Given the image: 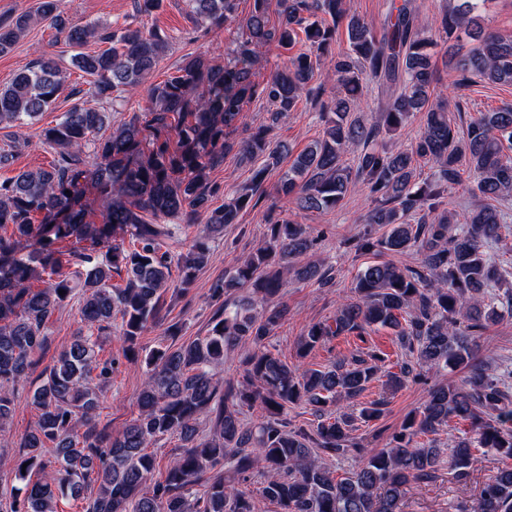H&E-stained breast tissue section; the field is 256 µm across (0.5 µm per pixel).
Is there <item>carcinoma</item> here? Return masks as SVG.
I'll return each instance as SVG.
<instances>
[{
	"instance_id": "1",
	"label": "carcinoma",
	"mask_w": 512,
	"mask_h": 512,
	"mask_svg": "<svg viewBox=\"0 0 512 512\" xmlns=\"http://www.w3.org/2000/svg\"><path fill=\"white\" fill-rule=\"evenodd\" d=\"M277 2L278 26L270 25ZM193 13L213 26L233 15L236 0H190ZM478 0H457L440 21L454 35L467 30L476 46L458 61L461 73L491 83H512V38L485 30L473 12ZM38 20H49L69 45L77 48L72 63L92 77L90 93L104 100L133 93L153 72L166 47L154 28L127 26L116 34L96 24H70L59 0H41L33 14L0 19V54L8 53ZM344 28L349 48L329 52L336 30ZM236 59L218 66L201 55H187L166 80L147 90L144 121L112 122V113L82 103L62 113L43 131V142L55 151L48 168L27 169L0 182V426L10 418V387L33 369L34 356L47 346V324L54 312L82 288L78 332L65 346L33 394L40 411L26 434L25 457L14 464L24 495L14 496L0 512H54L58 489L77 490L95 482L96 496L82 512H256L251 495L239 483L260 470L261 495L280 512H400L406 486L426 482L448 461L460 482H467L481 462L476 449L512 458V398L504 387L512 369L495 373L477 358L488 324L512 314V291L498 299L488 295L500 276L487 252L502 237L507 217L492 205L512 196V108L482 112L460 137L448 103L434 95L429 23L408 0L394 3L383 31L352 12L345 0H252ZM305 37L309 51L259 84L252 80L257 62L254 46L271 41L286 48ZM108 44L85 52L89 42ZM336 79V97L323 105V139L302 150L281 178L278 191L302 212H324L343 205L353 181L360 180L376 202L368 223L387 231L365 235V251L421 255L422 269L390 261L362 268L354 284L355 299L342 304L330 321L306 326L297 356L337 336L363 337L376 326L393 331L400 347L412 355L390 387L422 378L427 370L460 368V383L436 385L411 412L386 447L372 450L354 440L353 418L335 416L332 406L358 398L376 378L382 353L371 350L324 369H299L276 357L265 341L278 328L286 309L279 302L288 260L312 247L307 227L288 216L268 225L264 240L234 270L210 288L215 302L213 326L176 348L166 346L146 357L149 367L139 393V416L116 437H101L91 425L100 390L112 366L98 360L93 330L115 325L125 353L136 355L139 336L159 317L161 296L172 268L179 287L193 285L207 263L210 236L197 237L184 253L167 240L175 231L167 218L192 222L205 210L208 231L237 223L252 206L267 171L279 165L282 152L271 145L260 126L244 152L266 154L250 189L224 205L210 208L221 186L211 179L214 167L231 149L227 136L246 123V101L264 97L273 111L289 112L304 95L320 65ZM370 79L382 100L374 122L352 117L361 111L363 82ZM68 80L58 63L43 56L18 71L0 88V124H24L51 107ZM425 112L421 135L408 148L389 149L380 134L399 131L417 112ZM105 138H94L104 126ZM93 145L94 167L82 154ZM361 148L355 166L345 164V148ZM431 165V179L417 185L420 163ZM471 172L473 191L482 202L465 222L442 208L448 188ZM102 221L91 222L98 202ZM128 235L124 247L118 233ZM104 249L95 256L97 249ZM125 274L112 284V274ZM296 274L334 285L332 269L312 261ZM238 288L250 295L232 298ZM247 339L254 350L241 359L242 382L221 383L214 369L224 352ZM304 403L318 418L315 428H287L286 406ZM259 408L263 421L245 426L243 408ZM457 418L470 424L473 436L448 444L443 458L436 435ZM216 429L199 433L206 420ZM178 437L182 451L165 476L153 479L156 459L146 452L152 443ZM427 441H419L420 437ZM352 454L357 470L334 475L324 457ZM458 512H512V463L497 468L477 499L460 503Z\"/></svg>"
}]
</instances>
